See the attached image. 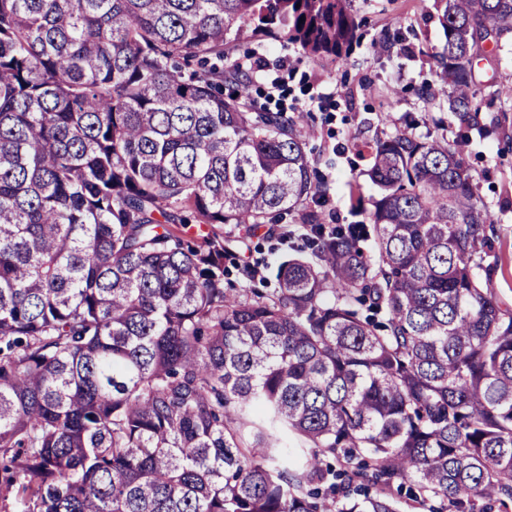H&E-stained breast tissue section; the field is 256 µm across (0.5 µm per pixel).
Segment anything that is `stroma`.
<instances>
[{"instance_id":"1","label":"stroma","mask_w":512,"mask_h":512,"mask_svg":"<svg viewBox=\"0 0 512 512\" xmlns=\"http://www.w3.org/2000/svg\"><path fill=\"white\" fill-rule=\"evenodd\" d=\"M359 24L357 37L343 58L310 59L299 47L278 42L257 47L249 39L228 46L225 66H256L252 95L258 106L283 110L312 131L306 152L328 182L329 207L337 222L361 224L351 193L371 199L376 188L368 178V157L359 144L385 138L415 121L426 134L444 126L454 134L458 120L449 112L437 83L434 55L444 43L433 0H353ZM476 71L482 123H494L486 137H473L464 162L475 177V191L493 221V247L480 265L502 308L512 311V99L500 87L512 85V37L501 50L479 60ZM224 285H242L237 264L255 265L265 288L277 284L276 272L301 237L259 231L245 236L242 228L224 225Z\"/></svg>"}]
</instances>
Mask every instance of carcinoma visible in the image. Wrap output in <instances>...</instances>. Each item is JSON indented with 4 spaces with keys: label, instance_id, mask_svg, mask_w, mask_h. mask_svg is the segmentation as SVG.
<instances>
[{
    "label": "carcinoma",
    "instance_id": "cac0c4a2",
    "mask_svg": "<svg viewBox=\"0 0 512 512\" xmlns=\"http://www.w3.org/2000/svg\"><path fill=\"white\" fill-rule=\"evenodd\" d=\"M351 2L0 0V512H400L365 488L406 478L429 512H512V313L463 160L512 0H434L459 130L362 145L370 231L212 63L340 58ZM290 219L310 253L278 288L247 263L225 290L216 227Z\"/></svg>",
    "mask_w": 512,
    "mask_h": 512
}]
</instances>
